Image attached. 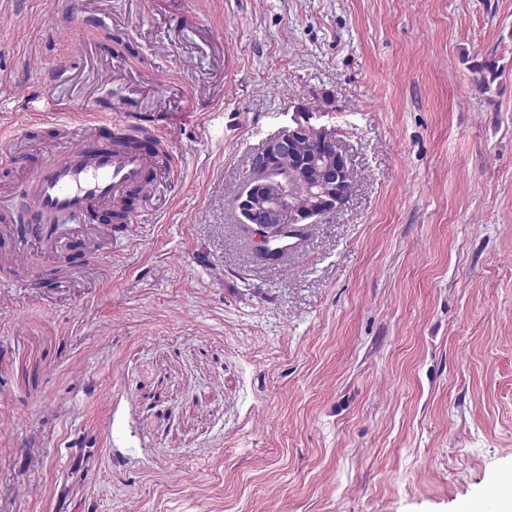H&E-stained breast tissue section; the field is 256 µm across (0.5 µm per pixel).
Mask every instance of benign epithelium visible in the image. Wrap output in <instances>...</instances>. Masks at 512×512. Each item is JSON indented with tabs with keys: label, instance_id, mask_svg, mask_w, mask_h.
Wrapping results in <instances>:
<instances>
[{
	"label": "benign epithelium",
	"instance_id": "obj_1",
	"mask_svg": "<svg viewBox=\"0 0 512 512\" xmlns=\"http://www.w3.org/2000/svg\"><path fill=\"white\" fill-rule=\"evenodd\" d=\"M292 113L287 125L255 151L237 194L240 223L265 251L295 240L300 245L322 216L341 208L352 190V172L336 128ZM303 197L299 206L295 199Z\"/></svg>",
	"mask_w": 512,
	"mask_h": 512
}]
</instances>
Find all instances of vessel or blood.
Listing matches in <instances>:
<instances>
[{
    "mask_svg": "<svg viewBox=\"0 0 512 512\" xmlns=\"http://www.w3.org/2000/svg\"><path fill=\"white\" fill-rule=\"evenodd\" d=\"M106 126L111 135L100 139L96 124L86 121L74 128L55 123L68 147L60 157L42 161L26 183L36 203V224L21 228L0 210V240L9 244L0 254L1 275H10L16 264L34 263L30 242L45 251L64 250L52 220L108 207L115 220L128 224L139 214L131 198L144 204L153 197L157 178L172 159L161 129L147 131L126 118L108 120Z\"/></svg>",
    "mask_w": 512,
    "mask_h": 512,
    "instance_id": "vessel-or-blood-1",
    "label": "vessel or blood"
}]
</instances>
